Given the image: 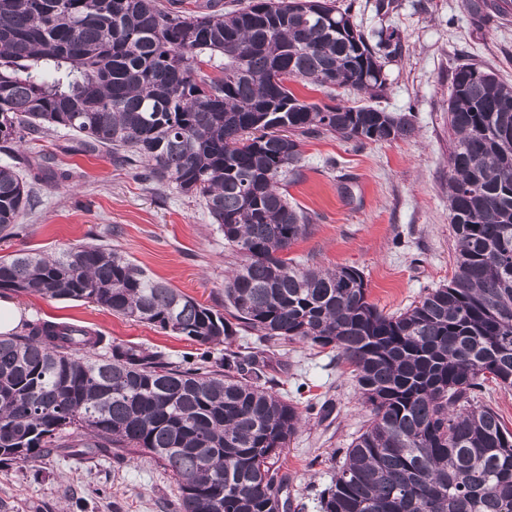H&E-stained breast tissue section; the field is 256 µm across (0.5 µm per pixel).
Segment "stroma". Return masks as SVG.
<instances>
[{"label":"stroma","instance_id":"35a3bbf8","mask_svg":"<svg viewBox=\"0 0 512 512\" xmlns=\"http://www.w3.org/2000/svg\"><path fill=\"white\" fill-rule=\"evenodd\" d=\"M366 36L397 30L402 49L386 59L387 89L378 98L336 90L338 103L372 105L407 115L416 131L393 142L365 144L335 135L305 139L302 169L285 187L291 203L309 213L310 233L289 258L322 269H359L369 300L399 313L429 289L448 283L456 242L448 211V96L452 70L472 59L512 84V0H338ZM299 99L327 101L326 91L294 82ZM66 130H50L0 152V164L26 170L51 157L73 171L65 184L34 185L38 203L21 219L18 236L0 240V255L19 249L54 253L73 244L110 243L126 259L170 287L216 308L224 306V275L239 262L203 201L144 180L111 155H87ZM29 321L69 323L114 341L195 357L201 345L160 328L112 314L86 301L17 297ZM280 395L296 403L304 423L278 465L290 492L318 512L331 482L329 459L348 447L366 419L356 382L335 349L303 343L268 348ZM171 476L144 460L115 463L60 452L29 468H0V512H165Z\"/></svg>","mask_w":512,"mask_h":512}]
</instances>
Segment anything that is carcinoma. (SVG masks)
Instances as JSON below:
<instances>
[{
	"mask_svg": "<svg viewBox=\"0 0 512 512\" xmlns=\"http://www.w3.org/2000/svg\"><path fill=\"white\" fill-rule=\"evenodd\" d=\"M250 0L181 11L162 0H0V142L49 128L112 153L143 178L206 200L240 257L224 311L148 276L109 244L0 255V289L88 301L200 345L196 359L36 320L0 334V465L36 464L80 444L117 461L148 457L176 482L171 512H301L275 467L301 423L270 364L237 342L332 346L369 418L334 462L320 512H512V432L480 402L512 388V85L476 63L448 99V210L455 271L399 314L368 301L356 268L282 254L312 217L282 186L301 143L411 136L371 105L299 99L301 81L381 96L394 30L372 45L336 0ZM218 70L211 76L203 67ZM29 177L0 165V240L35 205L30 183L69 181L44 157ZM75 432L88 436L68 441Z\"/></svg>",
	"mask_w": 512,
	"mask_h": 512,
	"instance_id": "1",
	"label": "carcinoma"
}]
</instances>
